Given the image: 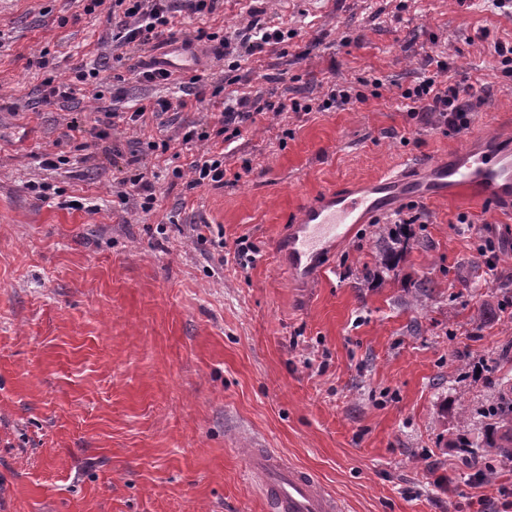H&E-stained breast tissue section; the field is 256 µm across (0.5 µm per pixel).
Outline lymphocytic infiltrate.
Masks as SVG:
<instances>
[{
	"instance_id": "obj_1",
	"label": "lymphocytic infiltrate",
	"mask_w": 512,
	"mask_h": 512,
	"mask_svg": "<svg viewBox=\"0 0 512 512\" xmlns=\"http://www.w3.org/2000/svg\"><path fill=\"white\" fill-rule=\"evenodd\" d=\"M113 2L120 7L122 14L112 27V44L118 47V55L113 56L115 65H126L128 56L145 55L146 60L140 66L128 67L127 74L105 73L96 67L76 71L70 82L53 86V97L67 101L77 94H91L100 98L104 89H111L124 82L125 78L149 83L165 84L171 81L170 72L159 67L148 55L164 44L173 41L177 35L176 18L182 11L196 14L213 12L220 0H90V8H98L105 2ZM197 40H207L215 45L217 59L227 56L248 57L263 52L265 47L283 43V31L272 28L265 19L257 17L244 32L235 37H224L215 33L198 31ZM448 63L436 60L432 71L424 76L413 88L407 89L403 97L412 103L411 110L420 120L437 119L440 124L452 131L468 129L471 123L470 114L475 109V93L472 87H463L448 83L445 74ZM301 111L299 102L285 104L242 97L236 101L225 100L221 103L219 127L216 133L194 126L186 127L182 134L183 145L209 141L211 136L223 137L225 142H232L238 137L244 122L254 120L255 116L266 112H281L285 109Z\"/></svg>"
}]
</instances>
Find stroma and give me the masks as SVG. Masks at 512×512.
Instances as JSON below:
<instances>
[{
  "label": "stroma",
  "instance_id": "1",
  "mask_svg": "<svg viewBox=\"0 0 512 512\" xmlns=\"http://www.w3.org/2000/svg\"><path fill=\"white\" fill-rule=\"evenodd\" d=\"M85 4L0 0V512H267L251 448L313 473L345 512H493L500 487L512 489V464L481 447L484 410L512 379V213L458 195L416 200L410 249L369 282L374 231L406 200L357 225L318 275L294 274L283 244L325 190L512 130V80L493 47L512 43V7L223 0L182 13L191 38L233 35L263 10L287 41L235 70L200 41L199 75L227 98L312 106L243 124L223 187L193 188L173 169L206 144L177 158L147 145L216 129L208 105L117 122L111 153L88 160L66 137L71 119L89 130L102 111L180 94L130 80L116 97L55 101L51 82L112 56L111 20ZM437 56L481 97L468 130L407 110L403 91ZM331 81L362 86L365 102L318 111ZM136 150L156 187L148 213L115 203ZM43 155L66 163L44 169ZM33 181L61 200L38 199ZM74 199L83 209L66 208ZM196 224L222 226L223 251L198 241ZM243 237L257 250L245 270ZM480 362L490 372L478 379Z\"/></svg>",
  "mask_w": 512,
  "mask_h": 512
}]
</instances>
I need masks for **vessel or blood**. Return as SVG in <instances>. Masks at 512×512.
<instances>
[{
    "instance_id": "obj_1",
    "label": "vessel or blood",
    "mask_w": 512,
    "mask_h": 512,
    "mask_svg": "<svg viewBox=\"0 0 512 512\" xmlns=\"http://www.w3.org/2000/svg\"><path fill=\"white\" fill-rule=\"evenodd\" d=\"M196 54L184 43L171 48L163 63L176 73L196 68ZM433 179L420 185L416 165L386 172L364 184L323 192L305 205L288 242L293 267L315 266L328 244L345 240L355 225L389 209L391 194L426 198L443 193L468 194L475 202L492 201L512 209V149L470 147L450 158L431 161ZM247 464L270 512H343L342 502L308 472L282 464L266 450L250 449Z\"/></svg>"
}]
</instances>
